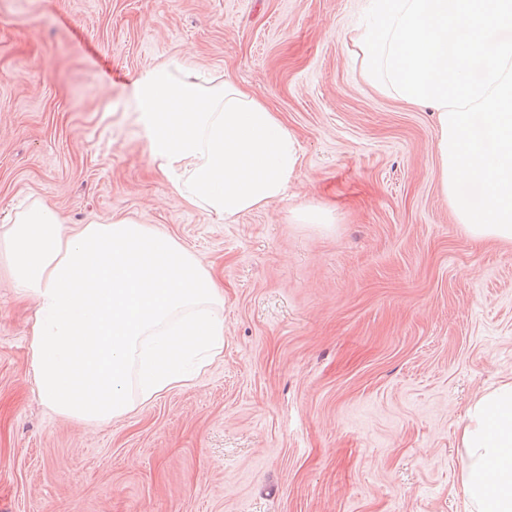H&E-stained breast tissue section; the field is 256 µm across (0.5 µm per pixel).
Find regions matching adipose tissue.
I'll use <instances>...</instances> for the list:
<instances>
[{"mask_svg": "<svg viewBox=\"0 0 512 512\" xmlns=\"http://www.w3.org/2000/svg\"><path fill=\"white\" fill-rule=\"evenodd\" d=\"M133 98L149 157L175 204L232 220L284 199L298 175L297 142L277 114L187 57L142 73ZM460 443L470 512H512V379L468 409Z\"/></svg>", "mask_w": 512, "mask_h": 512, "instance_id": "ef3b65f1", "label": "adipose tissue"}]
</instances>
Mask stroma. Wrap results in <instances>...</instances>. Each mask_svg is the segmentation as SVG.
Here are the masks:
<instances>
[{"mask_svg": "<svg viewBox=\"0 0 512 512\" xmlns=\"http://www.w3.org/2000/svg\"><path fill=\"white\" fill-rule=\"evenodd\" d=\"M365 0H0V218H132L224 291L194 384L101 424L41 404L33 301L0 256V512H466V410L512 377V244L474 241L434 119L363 80ZM192 50L299 144L285 199L227 222L169 205L130 114ZM330 211L307 224L304 208Z\"/></svg>", "mask_w": 512, "mask_h": 512, "instance_id": "1", "label": "stroma"}]
</instances>
